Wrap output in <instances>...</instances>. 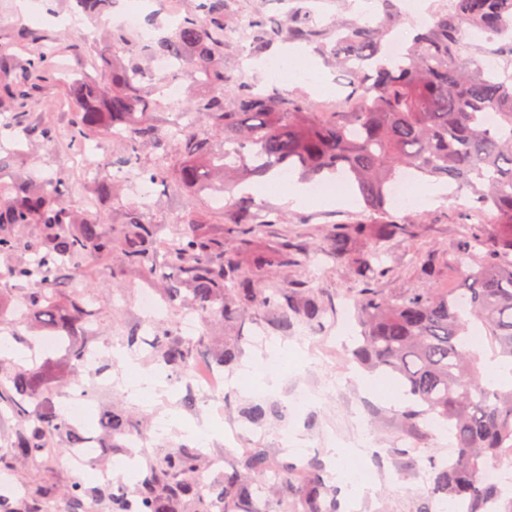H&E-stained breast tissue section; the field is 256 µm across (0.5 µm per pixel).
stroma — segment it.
Returning <instances> with one entry per match:
<instances>
[{
    "mask_svg": "<svg viewBox=\"0 0 512 512\" xmlns=\"http://www.w3.org/2000/svg\"><path fill=\"white\" fill-rule=\"evenodd\" d=\"M298 4L299 0H226L224 29L238 31L240 37L225 40L224 63L242 85L268 93L276 90L294 99L310 101L325 112L348 109L352 104L348 97L349 77L334 59L320 55L313 44L292 36L287 29L282 30L280 38L270 46L262 48L256 42L254 21L283 18ZM307 7L309 26L321 32L329 42L335 40L337 29L359 23L364 17L370 23L391 26L405 33L412 30L410 13L402 10L395 16H388L380 0H308ZM65 10L62 0H0V34L27 26L35 28L51 38V48L60 61L73 65L74 60L66 51L68 41L84 39L97 43L101 34L83 19L75 21L71 27H62L54 15ZM287 46L303 52L306 63L330 82V90L314 92L310 80L304 77L284 84L267 76L264 60L279 55ZM27 151L29 171L62 176L66 203L75 209L84 207V193L77 180L81 166L72 162L69 151L48 150L35 142L28 145ZM253 185L255 190L249 193V200L275 218L274 223L263 228L264 242L276 246L291 237L299 241L308 254L307 259L298 264L268 270L264 276L265 287L285 288L299 284L336 301L347 297L357 286L354 268L351 262L337 260L327 253L326 243L336 225L355 220L360 212L359 205L291 208L280 204L279 192L269 188L267 178L255 179ZM239 198V193H225L224 204L219 207L207 191L194 195L184 190L154 187L148 219L160 227L155 244L157 252L165 253L170 225L179 223L189 209L205 211L218 218L228 217L234 213ZM471 208L467 200L443 199L433 204H420L419 210L425 213L426 220L414 225L412 236H398L388 242L386 265L389 272L378 281V288L390 295L408 294L455 280L448 260L461 248L462 223L469 217ZM426 262L438 268L437 279L420 275L419 268ZM145 285L140 276L125 273L117 261L112 264L111 274L98 276L89 283L90 307L95 312L94 326L99 333L98 346L109 342L120 344L123 336L141 325L135 302ZM278 320L276 311L261 307L227 329L218 324L206 325L204 333L224 336L231 341L243 338L244 362L259 368L276 358L280 345L304 348L312 339L336 340L342 354L328 365L318 366L309 359L290 356L288 375L281 378L276 391L278 402L288 406L283 421L252 430L241 427L242 409L266 397L267 382L258 376L251 377L248 386L232 387L226 397L219 400L182 395L148 403L122 398L119 389L128 379L127 372L123 371L115 375L116 388L109 392L97 390L95 378L84 375V383L95 388L96 393L81 423L82 429L94 430L99 411L120 401L141 425L151 427L157 419H167L169 436L157 440L155 447L148 451L149 457L161 455L169 444L184 442L186 434L194 427L208 424L212 430L207 453L223 455L231 463L240 461L245 449L259 446L276 457L321 455L328 458L329 470L334 474L351 470L355 465L371 470L373 476L366 488L356 489L338 482L345 512H415L427 489L419 465L427 455H447V441L426 440L417 444L420 451L413 458L400 455V448L414 445L404 438L398 419L404 390L389 375L370 374L357 365H346L343 354L353 347L348 337L350 319L326 324L319 330L297 324L286 334L278 328ZM311 387L323 394L319 405L293 404L292 395L296 390ZM348 419L363 425L365 443L370 448L368 454L332 456L331 435L338 423Z\"/></svg>",
    "mask_w": 512,
    "mask_h": 512,
    "instance_id": "obj_1",
    "label": "stroma"
}]
</instances>
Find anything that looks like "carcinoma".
I'll use <instances>...</instances> for the list:
<instances>
[{
    "mask_svg": "<svg viewBox=\"0 0 512 512\" xmlns=\"http://www.w3.org/2000/svg\"><path fill=\"white\" fill-rule=\"evenodd\" d=\"M68 8L106 25L112 0H66ZM300 18L259 22L256 39L267 45L282 28ZM384 28L357 25L336 35L332 47L318 52L349 67L359 105L350 112H321L311 102L239 88L224 68V0H202L195 12L158 39L151 51L182 64L179 76L207 85L211 92L183 106L166 102L162 86L144 67L146 52L128 58L112 51L128 44L120 29H106L102 49L72 42L68 52L91 71L75 77L51 53L34 50L20 63L0 44V104L13 112V138L0 143V173H13L0 184V257L6 260L0 279L12 285L0 297V334L22 341L21 326L32 323L64 339L65 357L53 364L31 360L27 367L2 368L0 411L12 414L17 427L9 456L0 455V472L23 461L36 478L24 501L0 493V512H47L55 500L54 487L37 478L52 459L56 440L64 437L79 448L85 435L71 426L56 407L52 383L79 377L85 352L94 345L89 333L93 313L88 289L60 294L63 281L85 283L91 265L98 273L110 270L118 255L125 271L148 275L167 305L172 319L153 328L151 356L171 374L187 372L197 363L205 335H177L184 307L181 292L191 295L192 311L205 319L232 325L255 306L290 312L313 329L336 312L329 300L302 288H266L244 274L281 268L303 254L295 240L273 250L251 243L236 262L224 258V240L213 221L193 212L169 228L166 261L178 270L170 279L151 249L157 227L143 210H130L122 224L105 223L101 206L112 202L130 181L116 183L103 170L86 180L87 205L66 206L56 178L24 175L27 152L23 141L59 145L58 130L45 121L30 126L31 105L48 87L62 96L43 102L47 109L68 106L70 141H117L124 147L123 163L138 170L142 183L177 186L199 193L220 173L243 182L268 174H297L304 182L341 176L356 185L361 218L339 228L328 246L344 255L354 236L372 243L361 255L357 274L363 284L353 295L358 327L354 356L372 371L394 375L404 388L406 404L399 413L402 431L414 440L433 439L428 422H439L453 448L449 457L428 458L427 495L419 512L433 505L461 512H512V488L490 483L485 473L512 466V385L488 377L480 354L469 344L472 336L489 342L497 367L512 368V74L490 72L474 64L475 39L495 45L493 54L512 63V0H455L453 8L432 14L414 30L411 44L399 59L386 54ZM234 93L232 107L225 104ZM155 112H177L192 122L172 139L153 121ZM224 134L219 155L211 149L210 131ZM162 150L159 162L144 166L145 146ZM411 171L430 184L453 189L454 199L471 194L482 204L480 215L492 228L465 225L463 257L466 267L457 288L389 296L373 287L387 273L381 244L408 236L423 214L400 224L393 220L390 188ZM234 223L250 225L256 234L269 215L240 204ZM215 362L231 370L243 350L239 342L212 346ZM279 402H257L242 416L255 424L282 419ZM98 428L112 442V455L125 456V439L144 435L120 404L105 408ZM210 458L192 443H182L142 468L129 494L103 483L89 491L70 485L69 507L77 512L92 495L104 512H340L336 488L329 485L318 456L278 459L265 448H247L238 466L203 482Z\"/></svg>",
    "mask_w": 512,
    "mask_h": 512,
    "instance_id": "cac0c4a2",
    "label": "carcinoma"
}]
</instances>
